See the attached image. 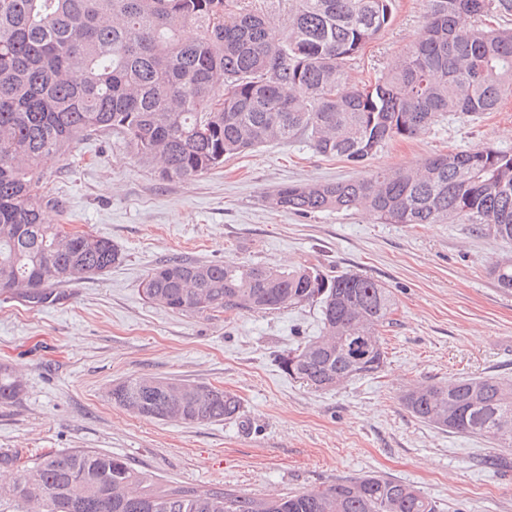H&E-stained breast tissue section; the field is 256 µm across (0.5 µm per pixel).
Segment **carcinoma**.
Segmentation results:
<instances>
[{"instance_id": "cac0c4a2", "label": "carcinoma", "mask_w": 512, "mask_h": 512, "mask_svg": "<svg viewBox=\"0 0 512 512\" xmlns=\"http://www.w3.org/2000/svg\"><path fill=\"white\" fill-rule=\"evenodd\" d=\"M395 0H288V27L244 0H0V296L38 294L122 262L111 240L47 224L55 203L45 171L82 138L112 135L157 177L187 182L224 160L271 143L306 140L325 157L363 165L390 142L414 140L450 114L479 118L512 95V29L482 24L512 14V0H427L420 40L360 84L351 62L392 22ZM192 27L193 40L182 37ZM275 209L310 215L363 211L381 224H473L507 249L489 266L512 291V152L483 146L375 169L344 182L284 184ZM146 299L171 312H274L316 303L320 334L281 360L316 390L379 373L383 332L396 311L388 288L366 275L329 276L227 260L158 262ZM373 339L352 358L344 337ZM25 394L0 363V406ZM112 404L137 417L185 425L235 420L233 391L176 378L131 375ZM399 400L418 421L512 450V380L495 375L417 382ZM17 476L0 498L22 512H441L413 485L380 474L284 496L170 486L125 458L64 448L27 460L0 454Z\"/></svg>"}]
</instances>
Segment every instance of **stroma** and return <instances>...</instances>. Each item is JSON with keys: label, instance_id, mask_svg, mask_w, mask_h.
Here are the masks:
<instances>
[{"label": "stroma", "instance_id": "stroma-1", "mask_svg": "<svg viewBox=\"0 0 512 512\" xmlns=\"http://www.w3.org/2000/svg\"><path fill=\"white\" fill-rule=\"evenodd\" d=\"M426 0H397L392 24L351 66H391L423 29ZM485 144L512 150V96L480 119L451 115L366 166L320 156L302 139L226 159L189 182H163L108 137L80 141L49 174L51 223L110 239L123 261L69 285L59 303L0 300V362L19 368L22 399L0 407V453L95 448L163 483L260 496L379 473L420 488L443 512H512V468L488 466L489 443L413 418L403 385L496 374L512 379V294L488 267L500 243L470 224H382L362 212L300 216L269 207L276 187L357 178ZM248 261L354 271L389 288L397 310L377 375L315 391L281 359L318 335L317 306L270 313L181 315L140 284L161 260ZM152 374L231 389L238 419L188 426L133 416L108 391Z\"/></svg>", "mask_w": 512, "mask_h": 512}]
</instances>
